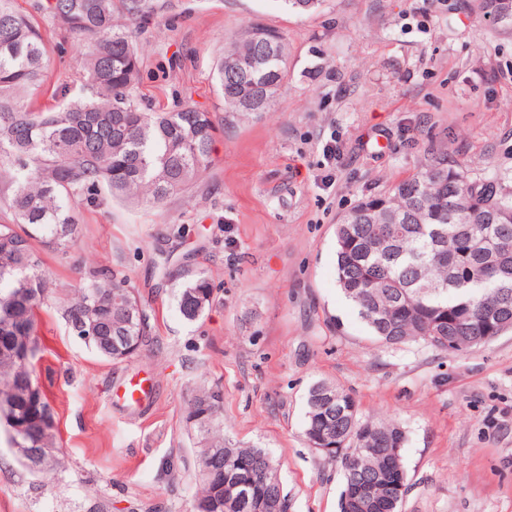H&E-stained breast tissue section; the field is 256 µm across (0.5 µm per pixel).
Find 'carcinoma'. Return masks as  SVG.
<instances>
[{
  "label": "carcinoma",
  "mask_w": 512,
  "mask_h": 512,
  "mask_svg": "<svg viewBox=\"0 0 512 512\" xmlns=\"http://www.w3.org/2000/svg\"><path fill=\"white\" fill-rule=\"evenodd\" d=\"M142 27L151 22L147 0H124ZM114 0H48L46 10L67 32L86 41L79 88L60 90L57 110L35 112L27 97L47 68L42 36L29 19L0 0V201L9 224H0V396L14 399V413L26 427L9 443L38 452L58 447L56 430L37 419L52 410L45 391L35 399L15 381L13 337L36 335L37 312L56 294L33 247L40 241L62 251L74 246L78 224L71 203L83 197L157 206L186 189L208 166L219 125L214 115L192 106L146 112L133 98L140 78L137 45L114 18ZM493 24L512 29V0H477ZM225 110L251 111L253 97L270 109L286 76V45L249 36L225 49L216 64ZM177 295L180 313L196 321L214 301L203 270L184 269ZM336 282L356 306L372 338L386 345L417 342L464 355L487 345L482 337L512 331V177L470 180L434 157L389 193L362 199L336 225ZM392 309L391 322L375 310ZM72 332L111 361H123L149 340L148 317L127 279L93 272L60 301ZM120 333L136 347L109 349L106 337ZM336 396L327 409L322 389ZM353 397L326 382L306 395L303 434L310 446L322 433L345 432L341 449L345 498L360 477L379 474L389 449L405 442L396 424L358 417ZM224 393L201 385L190 400L186 426L196 433L198 487L193 512H224V477L237 464L254 465L255 497L269 496L288 512L277 467L262 448L224 437ZM384 510L401 512L406 492L391 495Z\"/></svg>",
  "instance_id": "1"
}]
</instances>
